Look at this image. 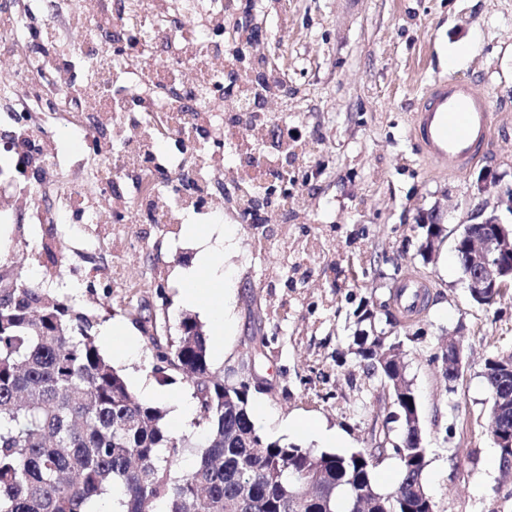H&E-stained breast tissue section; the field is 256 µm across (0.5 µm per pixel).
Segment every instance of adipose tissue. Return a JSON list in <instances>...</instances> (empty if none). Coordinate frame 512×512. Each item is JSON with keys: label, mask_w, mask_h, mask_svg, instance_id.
I'll return each instance as SVG.
<instances>
[{"label": "adipose tissue", "mask_w": 512, "mask_h": 512, "mask_svg": "<svg viewBox=\"0 0 512 512\" xmlns=\"http://www.w3.org/2000/svg\"><path fill=\"white\" fill-rule=\"evenodd\" d=\"M200 259L205 268L204 276L188 275L184 282L183 299L200 306L205 315L216 325H223L226 318L228 295L224 289V274L220 270L216 252L210 239L199 242Z\"/></svg>", "instance_id": "adipose-tissue-1"}]
</instances>
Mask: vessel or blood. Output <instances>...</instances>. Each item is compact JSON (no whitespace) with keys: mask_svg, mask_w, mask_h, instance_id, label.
<instances>
[{"mask_svg":"<svg viewBox=\"0 0 512 512\" xmlns=\"http://www.w3.org/2000/svg\"><path fill=\"white\" fill-rule=\"evenodd\" d=\"M492 123L489 101L471 85L449 78L426 91L411 135L428 162L452 174L478 158Z\"/></svg>","mask_w":512,"mask_h":512,"instance_id":"b4317fda","label":"vessel or blood"}]
</instances>
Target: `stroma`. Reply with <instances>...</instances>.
<instances>
[{
    "mask_svg": "<svg viewBox=\"0 0 512 512\" xmlns=\"http://www.w3.org/2000/svg\"><path fill=\"white\" fill-rule=\"evenodd\" d=\"M253 23L270 33L267 55L288 87L290 122L321 148L288 171L305 198L301 216L284 224H234L219 213L190 216L195 230L224 239V287L232 295L231 324L215 332L196 306L182 302L183 275L197 262L188 233L147 223L137 209L124 222L129 240L108 239L94 224L62 223L58 200L78 180L83 152L69 122L42 113L33 131L56 158L19 174L16 155L0 149V185L22 193L0 207V281L50 289L87 315L95 335L124 323L136 341L132 368L164 406L166 395L191 397L180 375L160 381L145 333L153 318L160 335H179L182 318L196 319L211 337L217 375L254 365L263 378L251 406L269 415L267 440L316 448L289 420L325 422L346 452L372 447L385 418V394L352 352L356 309L364 300L392 299L413 271L427 276L428 308L401 324L406 375L418 393L429 435L425 485L435 512H512V477L487 428L491 395L484 361L512 351V286L488 306L475 303L454 251L460 225L475 208L476 181L493 171L512 187V0H242ZM456 66L448 58L461 49ZM454 78L488 97L495 113L492 144L456 175L428 163L409 138L425 89ZM440 215L446 228L436 255L424 259L423 222ZM273 249L253 253L255 241ZM146 270L130 288L112 278L113 255ZM454 337L467 366L446 386L434 355ZM120 372L130 366L115 361Z\"/></svg>",
    "mask_w": 512,
    "mask_h": 512,
    "instance_id": "obj_1",
    "label": "stroma"
}]
</instances>
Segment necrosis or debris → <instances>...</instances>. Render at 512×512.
Instances as JSON below:
<instances>
[{
    "mask_svg": "<svg viewBox=\"0 0 512 512\" xmlns=\"http://www.w3.org/2000/svg\"><path fill=\"white\" fill-rule=\"evenodd\" d=\"M81 10H73L70 0H59L56 19L45 21L47 30H55L57 21L81 32L87 43L106 35L112 43L137 41V55L150 59L149 68L132 67V58L104 51L93 54L87 67L88 77L78 89H71L72 69L67 62L72 50L62 44L57 48L59 62L49 65L39 57L26 55L24 64L15 69L9 81L0 83V92H10L24 85L30 74L46 73L51 92L59 106L72 109L71 128L82 139L86 150L82 161L89 166L88 185L105 188L115 178L134 181V199L114 198L111 204L95 206L65 201L64 210H78L82 223L106 225L116 237L126 234L124 224L115 222L114 211L136 202L148 223L171 227L193 214L197 195L213 194L223 186L225 197L233 204L229 217L233 223H245L244 210L253 200L266 196L270 183L246 175V161L258 152L282 159L303 154L313 157L312 148H299L284 142L275 146L263 143L262 133L252 131V101L256 85H242L233 96L229 111H215L209 106L210 93L224 73V53L237 54L240 68H253L257 53L247 43L245 26L234 25L237 0H120L122 20L108 26L101 13L106 0H83ZM91 112L101 138L112 139L111 156L98 160L94 141L83 113ZM193 128L191 142L203 149L220 143L212 163L193 174L182 189L178 204L167 202L158 168L179 176L178 155L166 152L179 130ZM154 145L155 159L144 163L142 141Z\"/></svg>",
    "mask_w": 512,
    "mask_h": 512,
    "instance_id": "1",
    "label": "necrosis or debris"
}]
</instances>
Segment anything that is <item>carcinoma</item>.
Here are the masks:
<instances>
[{
    "label": "carcinoma",
    "mask_w": 512,
    "mask_h": 512,
    "mask_svg": "<svg viewBox=\"0 0 512 512\" xmlns=\"http://www.w3.org/2000/svg\"><path fill=\"white\" fill-rule=\"evenodd\" d=\"M10 305L0 302V512H96L104 498L113 512H360L361 502L380 500L387 512H435L424 474L428 466L419 397L406 377L403 341L376 331L371 302L358 315L368 323L355 337V354L381 385L401 378L404 393L389 394L400 414L397 438L390 429L373 434L376 447L398 459L400 473L389 493L378 490L380 457L365 451L340 455L265 440L251 418L249 397L224 389L211 370L209 337L193 319L180 322V336L150 344L161 379L175 372L193 387L196 443L164 422L163 411L139 401L103 355L90 318L42 288L17 283ZM499 353L484 363L491 393V435L512 432V409L497 399L512 395V375ZM189 448L198 462L188 474L175 465Z\"/></svg>",
    "instance_id": "cac0c4a2"
}]
</instances>
